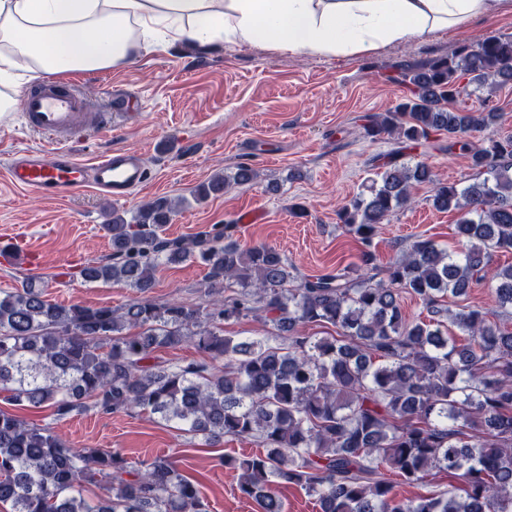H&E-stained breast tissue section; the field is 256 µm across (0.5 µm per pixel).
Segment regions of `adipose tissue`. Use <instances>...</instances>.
Here are the masks:
<instances>
[{"label": "adipose tissue", "instance_id": "obj_1", "mask_svg": "<svg viewBox=\"0 0 512 512\" xmlns=\"http://www.w3.org/2000/svg\"><path fill=\"white\" fill-rule=\"evenodd\" d=\"M512 0H0V80L121 68L174 43L355 55L494 17Z\"/></svg>", "mask_w": 512, "mask_h": 512}]
</instances>
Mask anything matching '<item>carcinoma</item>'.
I'll use <instances>...</instances> for the list:
<instances>
[{"label":"carcinoma","mask_w":512,"mask_h":512,"mask_svg":"<svg viewBox=\"0 0 512 512\" xmlns=\"http://www.w3.org/2000/svg\"><path fill=\"white\" fill-rule=\"evenodd\" d=\"M392 80L407 94L365 116L362 128L394 148L337 214L363 246L358 262L300 280L283 253L242 245L231 224L167 237L175 206L166 197L142 204L129 221L114 211L105 225L111 257L83 265L79 276L142 296L120 308L62 305L30 276L0 295L7 401L49 403L58 420L147 411L212 444L253 439L261 451L226 455L224 466L238 472L239 492L261 512H284L276 482L304 489L320 512H512V329L497 323L512 318V264L491 276L496 309L448 305L482 280L493 253L512 250V134L489 133L500 118L492 97L512 83V36L403 64ZM476 92L485 95L483 109L452 107ZM439 135L459 148L471 182H442L427 162L406 158L434 149ZM256 178L242 163L232 181L216 177L196 198ZM421 184L432 186L435 209L459 214L461 249L417 237L383 265L379 224ZM186 261L205 267L208 289L230 295L212 305L143 296L159 266ZM406 295L425 318L406 317ZM250 317L267 335H224V322ZM307 325L334 332L308 336L300 331ZM456 330L468 343H458ZM185 343L204 357L155 360L156 351ZM385 469L410 483L446 471L462 486L398 500ZM92 483L103 490L96 501L83 493ZM0 502L13 512H209L198 482L173 457L133 462L119 449L71 448L51 427L2 409Z\"/></svg>","instance_id":"1"}]
</instances>
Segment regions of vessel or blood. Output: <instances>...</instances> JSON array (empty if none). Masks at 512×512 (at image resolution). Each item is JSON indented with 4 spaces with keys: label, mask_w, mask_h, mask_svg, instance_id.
I'll return each instance as SVG.
<instances>
[{
    "label": "vessel or blood",
    "mask_w": 512,
    "mask_h": 512,
    "mask_svg": "<svg viewBox=\"0 0 512 512\" xmlns=\"http://www.w3.org/2000/svg\"><path fill=\"white\" fill-rule=\"evenodd\" d=\"M125 100L112 98L109 111L90 113L82 93L66 82L47 80L22 97V123L28 130L46 135L49 147L19 150L10 157L4 173L18 191L34 192L47 200H62L84 191L122 200L148 181L140 153L111 150L87 163L75 159L69 145L85 125L108 132L112 115L124 111Z\"/></svg>",
    "instance_id": "obj_1"
}]
</instances>
